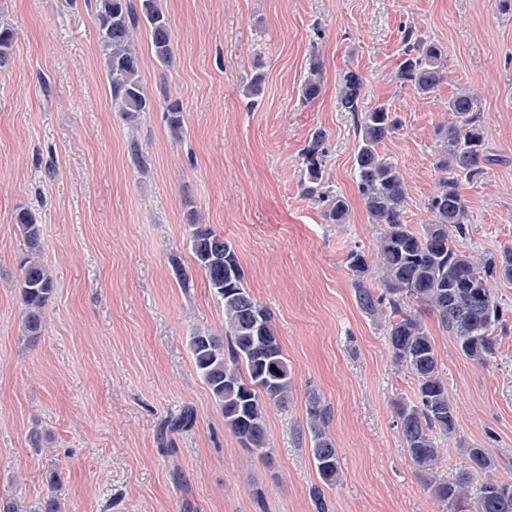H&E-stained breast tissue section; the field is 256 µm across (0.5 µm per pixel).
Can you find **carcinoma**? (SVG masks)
Instances as JSON below:
<instances>
[{"mask_svg": "<svg viewBox=\"0 0 512 512\" xmlns=\"http://www.w3.org/2000/svg\"><path fill=\"white\" fill-rule=\"evenodd\" d=\"M94 16L112 111L133 128L155 107L142 81V59L134 34L145 28L155 60L168 67L172 62L169 17L159 0H94ZM13 41L14 33L1 28L0 65L10 58ZM401 43L397 83L421 99L431 97L446 79L447 49L412 26L404 28ZM322 86L323 61L313 53L301 87L303 101L316 100ZM364 88V77L350 70L339 84L338 100L342 111L358 116L355 183L373 222L383 228V236L377 264L360 250L348 253L347 264L353 272L358 307L385 320L393 358L415 381L414 398L397 402L395 412L404 447L417 469L425 473L437 464V440L454 437L459 423L448 385L440 376L433 339L416 308L423 306L432 314L467 360L487 364L498 352L497 331L506 329L491 282H512V248L477 258L463 247L470 230L463 184L479 182L495 161L484 135L477 96L460 91L448 100L451 118L435 130V167L440 176L426 204L429 218L414 227L405 223L408 193L403 174L380 151V145L399 129L401 119L384 102L364 108ZM163 111L170 133L182 136L180 102L164 100ZM127 155L140 174L149 173L148 157L138 140L128 142ZM327 157L326 134L317 130L301 151V192L326 203L329 223L345 224L347 200L331 194L323 181ZM15 224L25 245L18 283L24 333L28 342L35 343L44 331V310L54 294L55 280L40 260L43 243L36 215L22 208ZM186 225L194 264L224 305V329H194L188 336L189 351L224 416V425L242 447L265 452L270 445L267 406L288 405L292 391L273 315L249 293L237 253L224 235L210 224L199 223L194 210L187 212ZM327 420V408L312 398L307 407L310 454L322 482L331 486L339 477L340 458L326 432ZM465 456L467 467L455 481L433 484L435 497L448 506V512H466L470 481L482 475L485 481L479 487L476 512H512V481L490 476L496 457L478 444L466 447Z\"/></svg>", "mask_w": 512, "mask_h": 512, "instance_id": "1", "label": "carcinoma"}]
</instances>
